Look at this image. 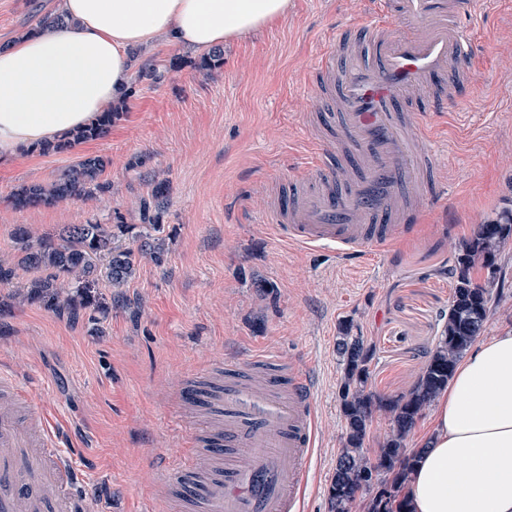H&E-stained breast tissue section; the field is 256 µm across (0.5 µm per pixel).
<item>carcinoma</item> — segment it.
<instances>
[{"label":"carcinoma","instance_id":"obj_1","mask_svg":"<svg viewBox=\"0 0 512 512\" xmlns=\"http://www.w3.org/2000/svg\"><path fill=\"white\" fill-rule=\"evenodd\" d=\"M193 65L206 75L216 73L224 66V51L212 49ZM115 115L111 108L77 134L37 146L33 151L62 152L101 138L112 126ZM104 170L103 158L84 157L49 183L18 187L10 199L15 208L25 209L89 197L107 189V184L101 182ZM168 190L167 183L159 182L150 196L141 200L142 225L136 235V246L125 242L130 225L120 215L115 224H72L56 235H35L25 226L16 227L13 239L21 257L0 258V285H13L20 269L35 271L37 276L25 284L26 300L56 311L64 308L71 316H79L80 311L95 305L92 292L100 283L116 290L126 287L136 276L142 256H150L158 265L162 263L165 248L160 237V218ZM511 241L512 210H508L494 220L476 225L471 236L459 242L451 269L453 287L448 317L418 381L406 396L389 398L369 387L373 349L362 337L353 335L352 324L341 325L337 351L344 371L340 402L345 435L328 491L330 512H351L352 505L364 497L368 512H411L405 489L422 449L407 448L406 439L426 408L448 386L462 355L481 336L492 306L501 301L502 293L475 282L472 271L484 269L490 278H495L497 258ZM379 412L390 417L392 428L372 458L364 451V441L373 417ZM371 471L377 475L375 485L364 483Z\"/></svg>","mask_w":512,"mask_h":512}]
</instances>
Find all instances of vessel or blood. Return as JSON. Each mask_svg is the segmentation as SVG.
I'll list each match as a JSON object with an SVG mask.
<instances>
[{"label":"vessel or blood","instance_id":"obj_1","mask_svg":"<svg viewBox=\"0 0 512 512\" xmlns=\"http://www.w3.org/2000/svg\"><path fill=\"white\" fill-rule=\"evenodd\" d=\"M476 0H374L359 35L312 67L317 98L337 102L309 127L318 159L273 212L276 237L349 256L386 248L434 201L429 118L416 103H457L470 73L461 20ZM347 154L335 160L338 146ZM190 428L184 461L154 477L161 512H303L319 441L315 385L294 359L254 351L214 361L172 396ZM59 427L0 371V512H90Z\"/></svg>","mask_w":512,"mask_h":512}]
</instances>
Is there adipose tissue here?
Returning <instances> with one entry per match:
<instances>
[{"mask_svg": "<svg viewBox=\"0 0 512 512\" xmlns=\"http://www.w3.org/2000/svg\"><path fill=\"white\" fill-rule=\"evenodd\" d=\"M290 0H52L65 26L0 45V158L58 141L131 90L135 47L208 50L271 25ZM407 495L413 512H512V332L482 342L438 399Z\"/></svg>", "mask_w": 512, "mask_h": 512, "instance_id": "1", "label": "adipose tissue"}]
</instances>
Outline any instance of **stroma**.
Here are the masks:
<instances>
[{"label": "stroma", "instance_id": "35a3bbf8", "mask_svg": "<svg viewBox=\"0 0 512 512\" xmlns=\"http://www.w3.org/2000/svg\"><path fill=\"white\" fill-rule=\"evenodd\" d=\"M50 0H0V43L36 26ZM369 0H292L285 18L225 42L224 66L207 76L196 52L158 40L140 50L156 80H134L108 133L70 150L0 162V251L23 225L39 234L107 214L139 222V202L168 183L167 257L142 258L115 298L94 291L103 313L73 319L0 287V365L32 393L75 443L85 491L107 512H154L156 455L185 447L189 430L166 397L208 358L249 349L303 360L316 385L320 440L305 512H329L328 488L342 446L339 326L375 350L370 382L381 395L408 394L437 341L451 294L456 247L474 225L512 209V0H480L474 78L457 108L421 99L435 124L441 171L423 223L382 254L339 257L281 243L263 200L288 185L312 152L305 118L317 108L311 65L324 45L360 28ZM180 67H171V60ZM88 155L108 165V191L53 206L15 209L17 187L52 181ZM505 298L483 339L512 330V244L498 260Z\"/></svg>", "mask_w": 512, "mask_h": 512}]
</instances>
